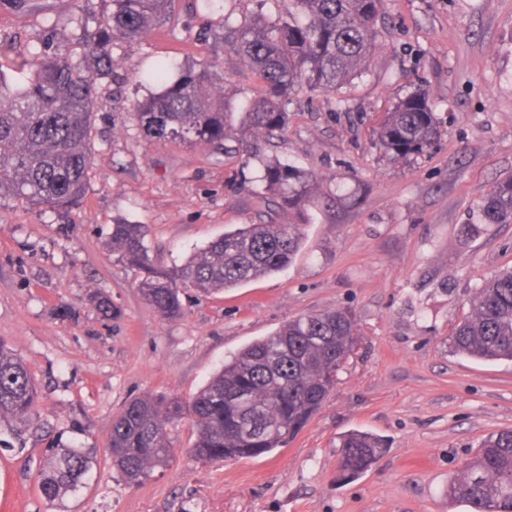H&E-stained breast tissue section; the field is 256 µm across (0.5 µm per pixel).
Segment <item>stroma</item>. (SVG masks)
I'll use <instances>...</instances> for the list:
<instances>
[{"instance_id":"1","label":"stroma","mask_w":512,"mask_h":512,"mask_svg":"<svg viewBox=\"0 0 512 512\" xmlns=\"http://www.w3.org/2000/svg\"><path fill=\"white\" fill-rule=\"evenodd\" d=\"M0 0V44L25 54L52 28L73 42L110 0ZM254 0H174L166 28L119 43L94 106L95 162L78 206L38 211L0 200V341L42 393L46 429L0 447V512H470L450 500L490 433L512 429V362L456 353L450 335L479 288L512 268V222L483 223L479 206L512 175V0H383L365 71L332 94L301 90L287 130L266 149L314 173L307 219L256 193L257 164L206 144L145 137L130 110L157 92L153 63L175 69L219 58L210 94L243 98L262 83L224 45L222 15ZM440 125L428 153L396 159L374 144L376 119L416 86ZM299 224L283 271L217 295L186 290L184 313L162 318L141 278L104 247L111 225L141 224L156 265L170 268L244 224ZM112 301L104 317L94 296ZM351 309L358 344L335 388L287 446L204 463L183 419L171 454L141 485L126 484L106 446L122 405L147 394L192 398L254 340L290 320ZM380 436L385 451L340 480L339 439ZM96 451L83 496L40 497L43 448L56 438Z\"/></svg>"}]
</instances>
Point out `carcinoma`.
Returning <instances> with one entry per match:
<instances>
[{
    "mask_svg": "<svg viewBox=\"0 0 512 512\" xmlns=\"http://www.w3.org/2000/svg\"><path fill=\"white\" fill-rule=\"evenodd\" d=\"M172 0H111L112 9L91 34L76 37L82 61L69 45L39 41L24 56L0 46V199L30 208L68 210L82 199L93 164L94 97L112 70L111 46L164 26ZM257 12L224 17V42L249 62L262 92L233 104L205 93L218 76L215 60L171 75L159 64L151 79L161 90L133 104L146 137L216 152L237 142L242 164L260 165L256 193L299 216L316 176L265 154L262 140L288 128L295 93L306 87L331 93L367 65L377 38L382 0H292L288 16ZM377 141L395 158L419 156L436 144L439 128L428 91L418 86L381 117ZM486 224L512 221V176L483 198ZM140 224H114L106 247L141 273L139 288L164 318L183 314L186 289L214 294L285 269L300 244L295 224H248L190 255L181 265H153ZM357 342L349 309L289 321L224 364L191 400L164 395L128 401L112 419L107 448L129 485L147 479L170 453L167 426L187 418L195 428L193 457L206 463L257 458L284 447L335 388L338 372ZM459 353L488 361L512 360V270L482 285L469 315L451 335ZM40 392L12 349L0 341V425L19 435L39 426ZM385 445L354 431L341 439L340 478L367 470ZM94 449L57 439L45 449L38 490L48 502L75 498L90 479ZM448 497L472 512H512V429L488 435L475 460L448 480Z\"/></svg>",
    "mask_w": 512,
    "mask_h": 512,
    "instance_id": "obj_1",
    "label": "carcinoma"
}]
</instances>
